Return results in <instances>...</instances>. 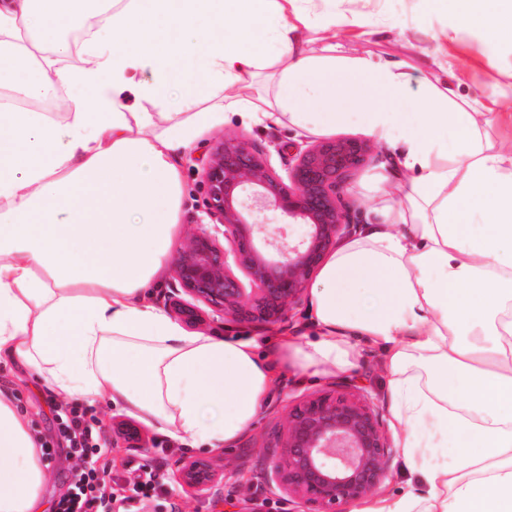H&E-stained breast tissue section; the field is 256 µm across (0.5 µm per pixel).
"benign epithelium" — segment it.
Masks as SVG:
<instances>
[{
	"instance_id": "1",
	"label": "benign epithelium",
	"mask_w": 512,
	"mask_h": 512,
	"mask_svg": "<svg viewBox=\"0 0 512 512\" xmlns=\"http://www.w3.org/2000/svg\"><path fill=\"white\" fill-rule=\"evenodd\" d=\"M293 149L284 176L237 135H222L211 149L203 183L212 224H198L186 234L171 269L168 305L180 322L195 327L207 310L224 322H285L328 253L362 223L360 208L345 200L344 188L351 173L371 159L370 145L326 138ZM269 208L290 224L307 225V236L290 245L283 233H266L259 216ZM344 387L337 384L288 408L265 494L300 500L307 512H347L349 504L379 489L392 455L389 437L377 407L349 396ZM178 480L197 495H209L216 473L204 458H185Z\"/></svg>"
}]
</instances>
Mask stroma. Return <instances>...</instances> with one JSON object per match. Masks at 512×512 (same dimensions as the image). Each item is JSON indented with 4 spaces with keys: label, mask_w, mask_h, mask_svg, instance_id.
<instances>
[{
    "label": "stroma",
    "mask_w": 512,
    "mask_h": 512,
    "mask_svg": "<svg viewBox=\"0 0 512 512\" xmlns=\"http://www.w3.org/2000/svg\"><path fill=\"white\" fill-rule=\"evenodd\" d=\"M309 9L318 16L336 15V52L353 57L390 53L407 58L412 66L407 71L408 89L421 95L432 84L450 80L455 92L467 97L482 89L505 88L512 84V45L488 42L469 31L455 29L454 20L443 7L432 0H312ZM225 131L243 136L267 157L278 173H286L288 154L284 149L304 142L305 137L288 122H257L237 114L229 115ZM215 140L206 134L196 147L181 158L182 178L180 228L188 230L208 223L205 193L202 184L203 166ZM397 166L374 160L356 170L349 178L346 198L363 212L383 208L389 198L387 189L397 181ZM202 332L226 337L244 335L255 339L260 349L273 347L276 333L309 334L313 324L308 304H301L289 320L279 324L276 333L246 324L209 321ZM360 365L341 375L351 395H364L373 401L380 414H387V375L376 347L360 346ZM0 385L8 387L25 413L31 430L40 436L48 453L41 461L47 474L42 496L50 505H57L68 491V477L77 459L69 454L67 442L59 431L56 411L60 399L28 370L0 365ZM333 385L332 380L280 372L269 392L264 407L239 446L251 451L240 472L225 471V458L235 457L238 448L223 451L214 448H193L181 444L146 424L138 429L147 449L131 447L129 442L106 433L101 444V458L112 477L115 501L113 512H234V503L257 497L267 472L269 447L275 446L281 430L282 417L288 406L321 394ZM201 457L211 460L219 470V484L208 497L195 495L177 484L172 474L179 460ZM157 475L158 485L149 496L133 492L132 487L145 472Z\"/></svg>",
    "instance_id": "stroma-1"
}]
</instances>
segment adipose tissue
I'll return each instance as SVG.
<instances>
[{
	"label": "adipose tissue",
	"instance_id": "adipose-tissue-1",
	"mask_svg": "<svg viewBox=\"0 0 512 512\" xmlns=\"http://www.w3.org/2000/svg\"><path fill=\"white\" fill-rule=\"evenodd\" d=\"M304 0H0V362L56 395L106 401L172 438L235 444L278 369L327 378L378 347L410 477L351 512H512V142L500 113L421 99L391 56H309ZM458 23L512 44V0H448ZM94 23L80 66L51 21ZM269 71L272 98L248 90ZM66 85L92 89L59 120ZM177 90L179 119L155 107ZM307 135L353 125L397 148L401 196L326 257L314 337L257 354L188 334L152 299L179 234V159L226 112ZM41 444L0 390V512H38Z\"/></svg>",
	"mask_w": 512,
	"mask_h": 512
}]
</instances>
